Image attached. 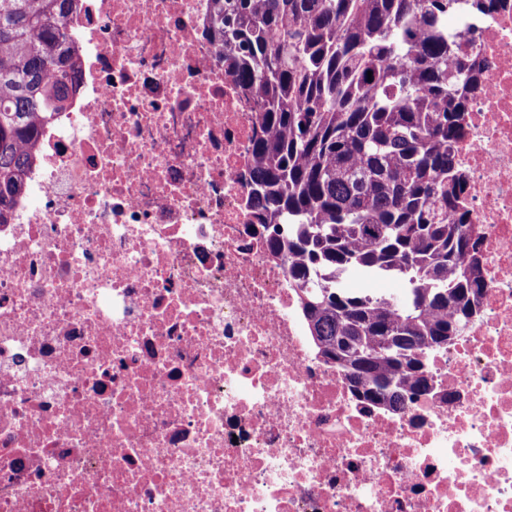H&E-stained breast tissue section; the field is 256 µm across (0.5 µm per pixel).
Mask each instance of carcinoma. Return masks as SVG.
I'll use <instances>...</instances> for the list:
<instances>
[{"label":"carcinoma","instance_id":"1","mask_svg":"<svg viewBox=\"0 0 512 512\" xmlns=\"http://www.w3.org/2000/svg\"><path fill=\"white\" fill-rule=\"evenodd\" d=\"M73 2L0 0V224L79 86ZM462 2L208 0L202 22L254 108L248 205L306 336L389 410L432 389L417 351L460 335L484 291L456 163L484 69L476 40L448 30Z\"/></svg>","mask_w":512,"mask_h":512}]
</instances>
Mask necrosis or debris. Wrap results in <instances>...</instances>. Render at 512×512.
I'll list each match as a JSON object with an SVG mask.
<instances>
[{
	"instance_id": "obj_1",
	"label": "necrosis or debris",
	"mask_w": 512,
	"mask_h": 512,
	"mask_svg": "<svg viewBox=\"0 0 512 512\" xmlns=\"http://www.w3.org/2000/svg\"><path fill=\"white\" fill-rule=\"evenodd\" d=\"M207 0H84L77 93L0 224V512H512V0L459 145L484 291L396 411L317 357L246 208Z\"/></svg>"
}]
</instances>
